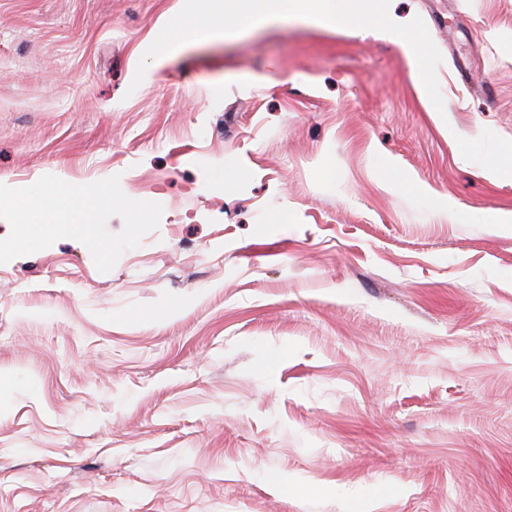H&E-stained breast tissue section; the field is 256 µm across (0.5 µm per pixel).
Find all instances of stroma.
<instances>
[{
	"label": "stroma",
	"mask_w": 512,
	"mask_h": 512,
	"mask_svg": "<svg viewBox=\"0 0 512 512\" xmlns=\"http://www.w3.org/2000/svg\"><path fill=\"white\" fill-rule=\"evenodd\" d=\"M223 3L0 0V183L163 207L0 264V512H512V0ZM271 11L259 13L258 21L253 17H246L241 23L246 27L254 26L256 23L262 25L265 22L273 20L279 13L304 14L316 25H322L329 15H336V4L332 0H280ZM283 4V5H282ZM382 33L389 35L395 42H397L411 61L414 63L418 62L420 58V51L414 40L407 35L404 29L389 25L382 29Z\"/></svg>",
	"instance_id": "35a3bbf8"
}]
</instances>
